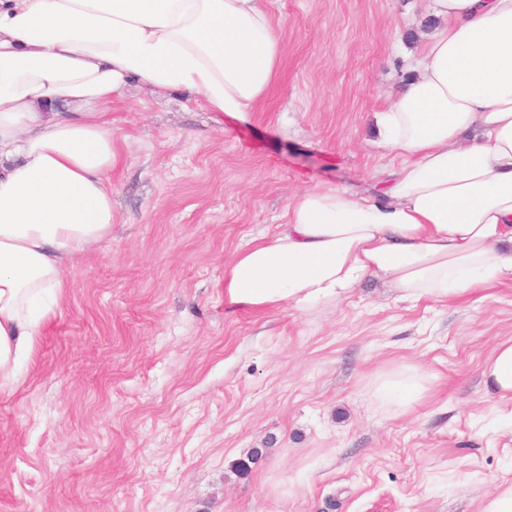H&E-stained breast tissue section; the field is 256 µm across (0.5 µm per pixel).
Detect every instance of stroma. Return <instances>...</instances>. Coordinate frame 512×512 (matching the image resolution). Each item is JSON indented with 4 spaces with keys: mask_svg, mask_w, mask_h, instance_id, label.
<instances>
[{
    "mask_svg": "<svg viewBox=\"0 0 512 512\" xmlns=\"http://www.w3.org/2000/svg\"><path fill=\"white\" fill-rule=\"evenodd\" d=\"M282 55L248 121L184 91L112 102V237L64 263L54 311L0 394V512H480L512 481V408L480 378L512 283L448 303L377 278L309 311L224 307V262L322 185L394 165L376 112L429 0H265ZM419 364L405 414L371 397ZM432 389V377L422 365H408L379 372L372 383L373 401L381 409L404 414Z\"/></svg>",
    "mask_w": 512,
    "mask_h": 512,
    "instance_id": "obj_1",
    "label": "stroma"
}]
</instances>
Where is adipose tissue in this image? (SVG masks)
I'll return each instance as SVG.
<instances>
[{
    "mask_svg": "<svg viewBox=\"0 0 512 512\" xmlns=\"http://www.w3.org/2000/svg\"><path fill=\"white\" fill-rule=\"evenodd\" d=\"M441 25L377 115L398 163L372 191L325 186L224 268L227 309L340 301L369 277L398 299L461 300L512 281V0H433ZM281 40L263 0H0V393L13 392L62 265L112 232L113 99L180 89L247 120ZM477 135L463 141L468 130ZM512 403V338L481 368ZM432 389L420 365L379 372L404 414Z\"/></svg>",
    "mask_w": 512,
    "mask_h": 512,
    "instance_id": "obj_1",
    "label": "adipose tissue"
}]
</instances>
